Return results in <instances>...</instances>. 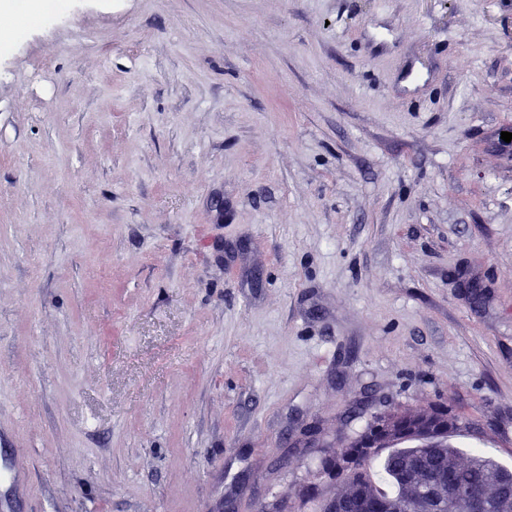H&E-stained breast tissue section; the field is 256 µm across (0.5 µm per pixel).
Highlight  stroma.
<instances>
[{
    "mask_svg": "<svg viewBox=\"0 0 512 512\" xmlns=\"http://www.w3.org/2000/svg\"><path fill=\"white\" fill-rule=\"evenodd\" d=\"M509 129L512 0L0 14V512H320L440 401L512 469Z\"/></svg>",
    "mask_w": 512,
    "mask_h": 512,
    "instance_id": "35a3bbf8",
    "label": "stroma"
}]
</instances>
